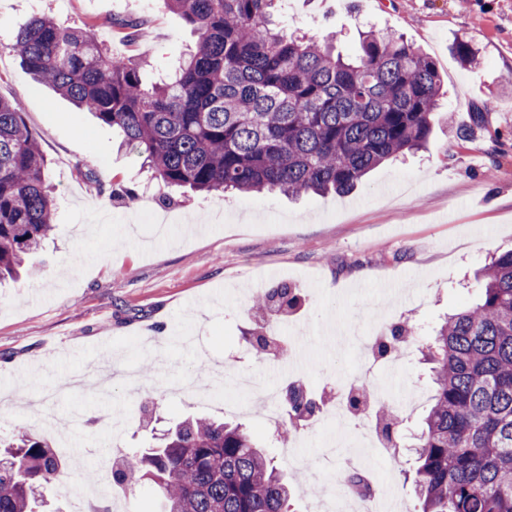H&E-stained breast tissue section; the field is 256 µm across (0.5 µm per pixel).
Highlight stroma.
<instances>
[{"label": "stroma", "instance_id": "stroma-1", "mask_svg": "<svg viewBox=\"0 0 512 512\" xmlns=\"http://www.w3.org/2000/svg\"><path fill=\"white\" fill-rule=\"evenodd\" d=\"M43 12L80 27L93 20L118 59L149 57L175 67L195 42L163 0H0V97L37 137L54 189L56 228L16 283L0 285V436L32 433L59 446L26 407L50 390L51 410L73 420L67 480L122 512H157L150 484L113 492L106 461L113 440L149 447L188 416L239 419L288 477L291 512L336 506V481L358 436L327 418L276 442L263 406L235 386L246 375L273 390L301 381L335 399L357 372L337 332L361 306L363 325L416 319L431 333L478 298L474 274L512 250V0H280L286 32L356 56L364 30L394 31L437 64L448 91L444 120L425 150L389 160L344 196H200L157 184L140 154L92 113L76 109L30 72L8 45L20 24ZM141 25L127 35L120 20ZM478 52L465 66L452 48ZM486 106L481 124L472 109ZM464 138H456L455 130ZM137 201L121 206L115 195ZM296 288L299 307L278 317L293 356L259 355L243 340L255 329L252 298L274 284ZM207 367L196 375L197 366ZM374 384L406 427L417 430L430 397L421 353L377 367ZM118 418L111 436L102 419ZM387 499L413 501L410 484L385 456L365 453Z\"/></svg>", "mask_w": 512, "mask_h": 512}]
</instances>
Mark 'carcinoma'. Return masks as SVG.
Instances as JSON below:
<instances>
[{
	"label": "carcinoma",
	"instance_id": "obj_1",
	"mask_svg": "<svg viewBox=\"0 0 512 512\" xmlns=\"http://www.w3.org/2000/svg\"><path fill=\"white\" fill-rule=\"evenodd\" d=\"M197 35L175 72L150 84L144 67L118 62L94 24L66 27L45 14L22 25L9 50L34 79L120 131L152 179L211 194H346L385 160L418 150L442 120L436 63L393 33H365L354 61L324 42L272 27L275 0H165ZM45 159L21 113L0 98V281L15 278L54 231ZM479 301L448 315L422 355L433 404L414 437L411 473L418 512H512V251L477 279ZM278 284L252 307L295 309ZM415 334L385 333L394 354ZM280 441L320 412L302 389L282 391ZM384 437L400 447L403 423L377 402ZM115 460L110 481L151 480L160 512H290L288 480L240 425L186 418L157 446ZM66 464L35 435L0 455V512H38Z\"/></svg>",
	"mask_w": 512,
	"mask_h": 512
}]
</instances>
